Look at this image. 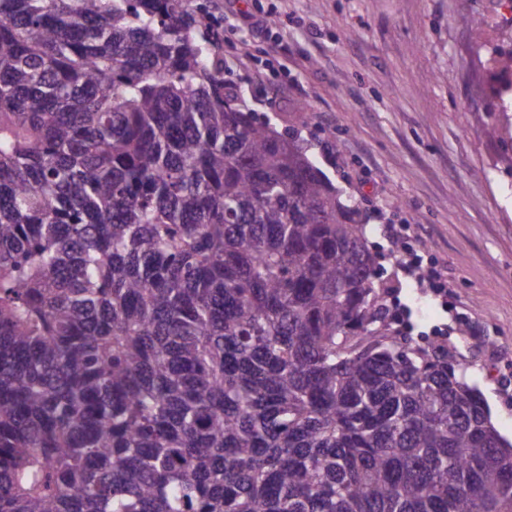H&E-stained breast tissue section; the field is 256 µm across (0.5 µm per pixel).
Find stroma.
Instances as JSON below:
<instances>
[{
    "mask_svg": "<svg viewBox=\"0 0 512 512\" xmlns=\"http://www.w3.org/2000/svg\"><path fill=\"white\" fill-rule=\"evenodd\" d=\"M221 26L224 82L281 135L298 134L356 203L391 312L420 344L462 352L512 441V93L487 74L485 0H202ZM313 116L301 124L296 109ZM497 127L488 136V127ZM407 218L448 305L399 274L382 231ZM478 335L466 341L460 326Z\"/></svg>",
    "mask_w": 512,
    "mask_h": 512,
    "instance_id": "obj_1",
    "label": "stroma"
}]
</instances>
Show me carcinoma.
Returning <instances> with one entry per match:
<instances>
[{"label":"carcinoma","mask_w":512,"mask_h":512,"mask_svg":"<svg viewBox=\"0 0 512 512\" xmlns=\"http://www.w3.org/2000/svg\"><path fill=\"white\" fill-rule=\"evenodd\" d=\"M188 0H0V512H512L467 368Z\"/></svg>","instance_id":"cac0c4a2"}]
</instances>
